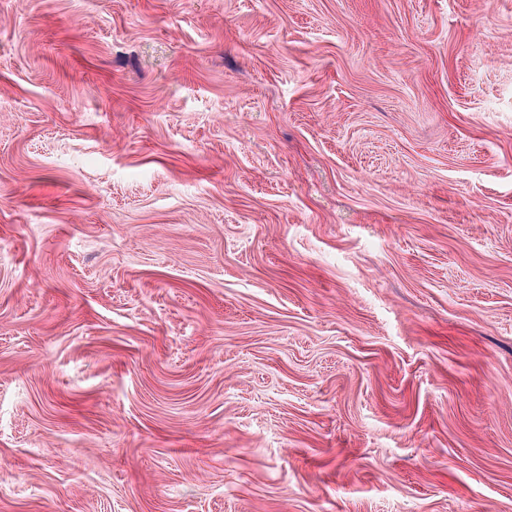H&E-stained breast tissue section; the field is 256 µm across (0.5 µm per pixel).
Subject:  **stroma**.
I'll return each instance as SVG.
<instances>
[{
  "label": "stroma",
  "mask_w": 512,
  "mask_h": 512,
  "mask_svg": "<svg viewBox=\"0 0 512 512\" xmlns=\"http://www.w3.org/2000/svg\"><path fill=\"white\" fill-rule=\"evenodd\" d=\"M0 512H512V0H0Z\"/></svg>",
  "instance_id": "1"
}]
</instances>
